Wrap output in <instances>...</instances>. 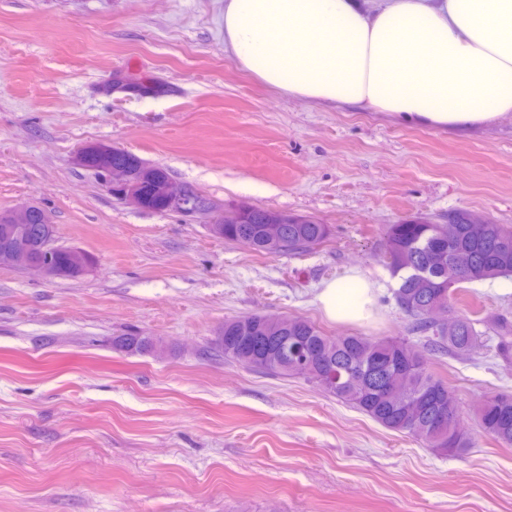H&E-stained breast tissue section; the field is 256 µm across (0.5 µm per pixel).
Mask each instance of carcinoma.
<instances>
[{"label":"carcinoma","mask_w":512,"mask_h":512,"mask_svg":"<svg viewBox=\"0 0 512 512\" xmlns=\"http://www.w3.org/2000/svg\"><path fill=\"white\" fill-rule=\"evenodd\" d=\"M135 169L144 182L169 177L166 169L135 158ZM240 222L236 210L224 209V224L214 235L227 241L252 239V250L265 254L301 252L325 242L329 226L313 218L304 224L286 225L288 248H274L264 240V225L255 217ZM15 220L0 213V261L5 241L13 234ZM386 245L393 275L400 284L395 299L412 320V329L424 333L422 347L400 339L361 335L328 336L309 320L252 314L224 321L217 345L224 358L269 373L290 376L300 371L293 351L307 349L311 355L304 377L338 400L362 411L387 429L420 439L428 448L444 454H464L473 447L448 383L428 368L427 355L449 352L465 357L482 343L476 321L454 315L437 324L430 312L452 308V287L482 282L512 273V226L470 224L465 210L448 214V223L430 224L412 219L391 224ZM500 355L512 357V321L495 320ZM114 348L127 353L155 352L162 342L146 336H116ZM482 432L512 446V394H494L474 409Z\"/></svg>","instance_id":"1"}]
</instances>
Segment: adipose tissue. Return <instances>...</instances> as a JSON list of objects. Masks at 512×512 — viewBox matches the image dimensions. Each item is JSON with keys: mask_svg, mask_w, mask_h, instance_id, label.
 Returning a JSON list of instances; mask_svg holds the SVG:
<instances>
[{"mask_svg": "<svg viewBox=\"0 0 512 512\" xmlns=\"http://www.w3.org/2000/svg\"><path fill=\"white\" fill-rule=\"evenodd\" d=\"M224 50L269 90L436 130L512 113V0H224ZM337 323L368 319L357 272L317 294Z\"/></svg>", "mask_w": 512, "mask_h": 512, "instance_id": "adipose-tissue-1", "label": "adipose tissue"}]
</instances>
